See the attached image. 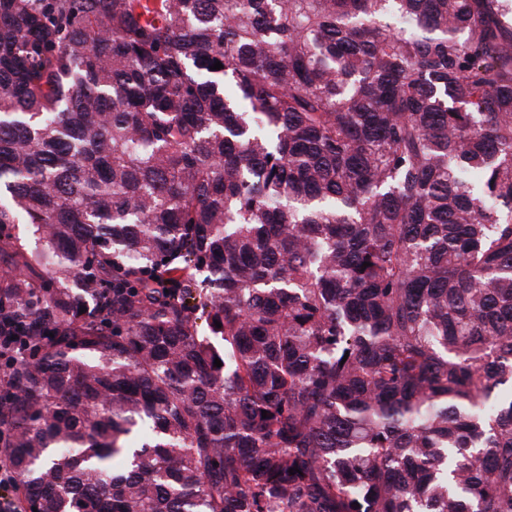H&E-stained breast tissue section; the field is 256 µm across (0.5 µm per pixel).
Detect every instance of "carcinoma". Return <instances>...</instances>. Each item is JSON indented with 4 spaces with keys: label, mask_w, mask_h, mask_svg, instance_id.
Instances as JSON below:
<instances>
[{
    "label": "carcinoma",
    "mask_w": 512,
    "mask_h": 512,
    "mask_svg": "<svg viewBox=\"0 0 512 512\" xmlns=\"http://www.w3.org/2000/svg\"><path fill=\"white\" fill-rule=\"evenodd\" d=\"M0 262L22 512H512V0H0Z\"/></svg>",
    "instance_id": "cac0c4a2"
}]
</instances>
